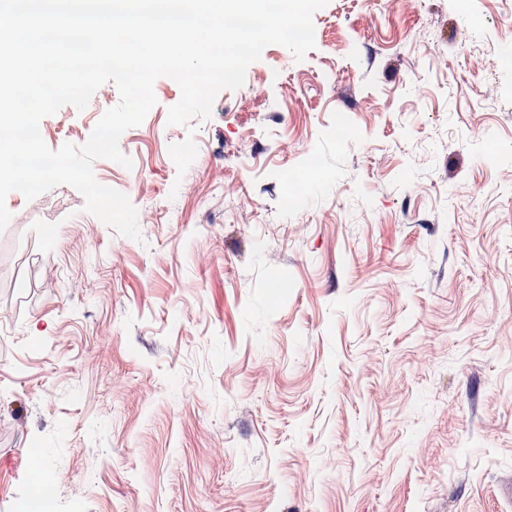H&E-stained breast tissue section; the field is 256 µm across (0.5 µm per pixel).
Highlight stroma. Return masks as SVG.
Segmentation results:
<instances>
[{"instance_id":"1","label":"stroma","mask_w":512,"mask_h":512,"mask_svg":"<svg viewBox=\"0 0 512 512\" xmlns=\"http://www.w3.org/2000/svg\"><path fill=\"white\" fill-rule=\"evenodd\" d=\"M313 24L195 133L156 81L132 167L93 164L141 240L70 185L8 194L0 512L38 468L57 512H512V0H329ZM118 102L62 107L46 144Z\"/></svg>"}]
</instances>
